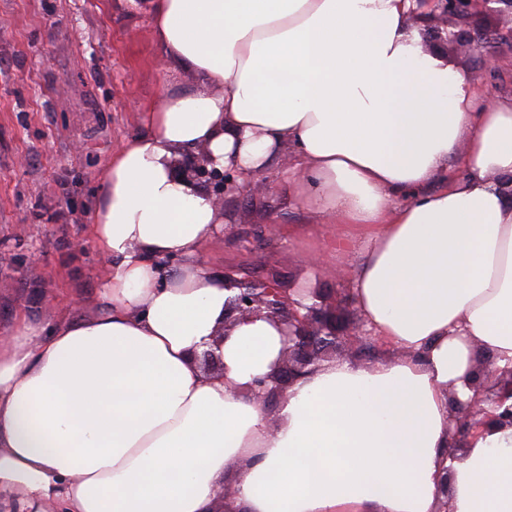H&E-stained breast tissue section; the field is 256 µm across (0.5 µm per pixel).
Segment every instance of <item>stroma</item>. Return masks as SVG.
Wrapping results in <instances>:
<instances>
[{
	"label": "stroma",
	"instance_id": "obj_1",
	"mask_svg": "<svg viewBox=\"0 0 512 512\" xmlns=\"http://www.w3.org/2000/svg\"><path fill=\"white\" fill-rule=\"evenodd\" d=\"M487 72L474 52L453 61L482 97L512 98V47L487 46ZM155 41L133 0H0V335L20 318L45 326L91 314L110 267L90 239L107 165L145 132L142 111L193 89ZM295 161L275 157L266 189L224 200L229 234L203 247L214 272L244 266L287 287L330 295L348 287L361 260L328 247L338 225L312 227L282 178ZM278 215L266 243L244 242L240 228ZM323 254L315 266L308 253Z\"/></svg>",
	"mask_w": 512,
	"mask_h": 512
}]
</instances>
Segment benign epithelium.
Listing matches in <instances>:
<instances>
[{
  "label": "benign epithelium",
  "instance_id": "obj_1",
  "mask_svg": "<svg viewBox=\"0 0 512 512\" xmlns=\"http://www.w3.org/2000/svg\"><path fill=\"white\" fill-rule=\"evenodd\" d=\"M432 4L431 24L425 30V45L445 47L452 45L464 50L480 49L470 30L460 27L479 14L512 15V0H429ZM174 166L198 185L216 207L224 198L257 192L265 188L263 175L248 179L231 166L218 170L212 166L208 149L199 147L191 154L183 153L174 160ZM224 288L236 294L225 304L224 331L250 318H264L271 322L284 338V348L275 370L255 380L251 392L254 398L266 404L286 395L288 387L312 369L330 361L338 352L354 349L366 342L359 324L348 320L356 315L353 302L344 292L329 298L310 288H287L276 278H255L243 268L224 270ZM223 337H215L210 349L199 356L203 369L212 374L224 371L220 353ZM477 396L465 405L453 409L455 433L465 436L464 429L488 423L493 415L483 404L501 405L504 395L512 393V370L483 367L474 383Z\"/></svg>",
  "mask_w": 512,
  "mask_h": 512
}]
</instances>
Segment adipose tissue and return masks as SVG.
<instances>
[{"mask_svg":"<svg viewBox=\"0 0 512 512\" xmlns=\"http://www.w3.org/2000/svg\"><path fill=\"white\" fill-rule=\"evenodd\" d=\"M142 7L197 87L107 167L100 311L0 341V512H213L224 488L244 512H435L443 491L449 512H512V426L458 453L450 416L477 351L512 368V100L483 104L426 48L417 0ZM201 145L251 173L299 158L289 193L343 225L337 253L369 242L349 297L401 358L323 364L274 410L251 396L283 342L263 318L224 327L202 258L224 217L170 164ZM223 336H216L215 341L210 349L203 351L202 355L198 356L200 364L203 369L212 374H220L224 371V361L220 353L221 343Z\"/></svg>","mask_w":512,"mask_h":512,"instance_id":"obj_1","label":"adipose tissue"}]
</instances>
